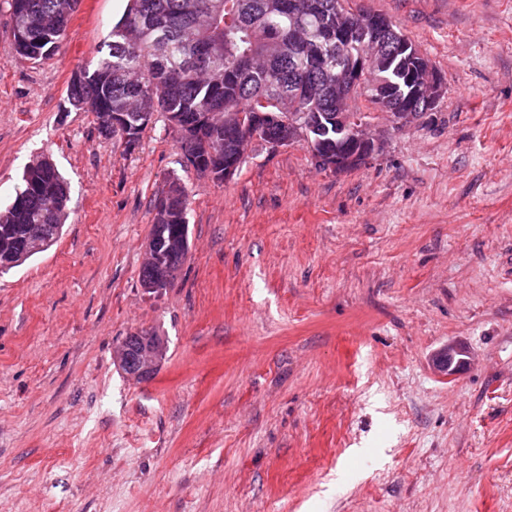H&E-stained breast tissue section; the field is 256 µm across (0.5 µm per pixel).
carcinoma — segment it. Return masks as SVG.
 Instances as JSON below:
<instances>
[{
    "label": "carcinoma",
    "instance_id": "carcinoma-1",
    "mask_svg": "<svg viewBox=\"0 0 512 512\" xmlns=\"http://www.w3.org/2000/svg\"><path fill=\"white\" fill-rule=\"evenodd\" d=\"M75 0H8L9 10H25L41 19L31 31L13 33L11 50L29 60L49 59L59 50L72 13L58 7ZM345 0H128L122 18L112 27L97 59L82 68L86 82L76 96L96 100V121L115 112H153L189 126L192 145L181 147L183 163L206 175L210 151L228 159L246 153L249 141L230 122L253 112L274 116L290 113L300 99L315 129L307 146L322 141L336 152V128L326 114L338 111L328 90L336 66L349 49L336 43V33L354 17ZM383 51L353 89L357 112L384 107L370 84L382 87L394 102H415L421 93L408 83L411 71L430 61L397 27L380 33ZM400 43L396 54L390 48ZM21 188L12 203L0 208V257L17 247L31 224L44 223L36 201L57 199L51 218L65 223L68 184L47 161L24 169ZM180 203L169 209L156 197L150 237L160 246L188 235V193L177 177L165 183Z\"/></svg>",
    "mask_w": 512,
    "mask_h": 512
}]
</instances>
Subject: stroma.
<instances>
[{
	"instance_id": "stroma-1",
	"label": "stroma",
	"mask_w": 512,
	"mask_h": 512,
	"mask_svg": "<svg viewBox=\"0 0 512 512\" xmlns=\"http://www.w3.org/2000/svg\"><path fill=\"white\" fill-rule=\"evenodd\" d=\"M348 5L428 57L435 110L355 169L257 139L219 183L163 116L127 151L69 105L126 0H80L47 61L0 0V206L37 156L70 189L57 242L0 274V512H512V0ZM172 175L190 250L149 294ZM134 331L166 343L141 382ZM116 359L128 379L148 380L163 359L162 344L143 331H135L122 339Z\"/></svg>"
}]
</instances>
